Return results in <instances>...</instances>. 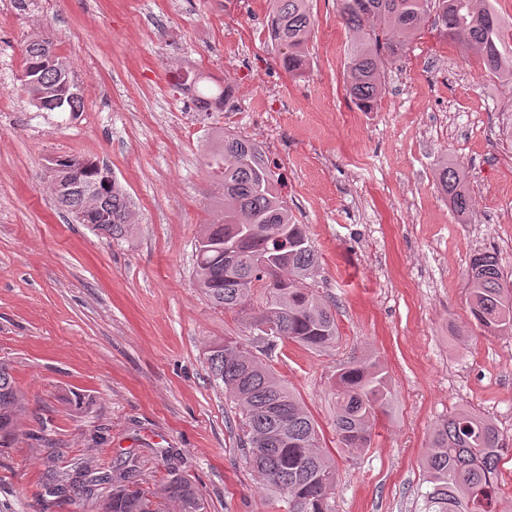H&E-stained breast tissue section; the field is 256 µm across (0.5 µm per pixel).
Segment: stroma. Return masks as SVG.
<instances>
[{
	"label": "stroma",
	"mask_w": 512,
	"mask_h": 512,
	"mask_svg": "<svg viewBox=\"0 0 512 512\" xmlns=\"http://www.w3.org/2000/svg\"><path fill=\"white\" fill-rule=\"evenodd\" d=\"M268 0H0V360L26 410L0 445V512H98L60 502L48 466L93 473L136 459L154 486L176 473L208 512H283L260 489L238 437L241 413L212 378L208 348L245 336L240 314L199 293L195 244L216 218L204 165L214 130L263 145L288 172L283 193L319 256L313 281L335 301L334 350L272 354L336 461V512H423L433 428L459 409L512 440V335L469 313L472 256L512 276V85L424 27L392 66L377 107L346 94L351 35L336 0H312L304 75L268 39ZM51 39L84 96L78 115L43 112L21 91L24 47ZM189 63L235 87L197 111L171 71ZM96 157L137 218L112 241L71 222L46 188L58 157ZM465 170L457 216L437 163ZM375 355L393 390L370 448H336L331 386Z\"/></svg>",
	"instance_id": "obj_1"
}]
</instances>
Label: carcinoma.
<instances>
[{
	"label": "carcinoma",
	"instance_id": "1",
	"mask_svg": "<svg viewBox=\"0 0 512 512\" xmlns=\"http://www.w3.org/2000/svg\"><path fill=\"white\" fill-rule=\"evenodd\" d=\"M268 33L281 51L288 73H303L314 21L310 0H270ZM340 15L352 33L344 70L345 90L363 111L370 112L385 91L388 66L398 60L424 22L445 37L461 42L479 58L492 78L512 79V18L492 0H338ZM196 107L201 112L224 106L221 82L199 87L203 77L190 67ZM21 90L45 112L83 111L80 90L65 58L53 41L35 37L24 49ZM218 191L211 195L219 219L204 225L195 247L194 279L215 308L247 315L257 332L261 352L269 355L285 343L323 352L336 346V310L312 288L318 256L303 225L295 222L277 165L263 147L217 130L206 157ZM438 181L456 214L465 215L472 197L464 170L443 161ZM48 189L69 215L92 198L104 224L90 229L112 240L129 237L136 224L131 203L109 169L92 158L68 157L50 168ZM470 313L486 334H512V285L503 279L495 256H473L467 274ZM213 380L242 412L239 437L248 463L284 512H335L332 503L336 466L324 448L303 400L279 378L271 364L237 338L208 350ZM332 395L333 430L341 449L361 451L371 444L377 413L393 398L385 369L375 360L352 359L336 374ZM24 409L12 369L0 361V434H9ZM503 438L496 424L469 409L451 414L433 431L424 460V512H500L498 465ZM137 461H122L115 472L91 475L83 469H59L51 475L59 495H89L93 487L111 484L102 512H207L195 484L171 477L155 487L136 481Z\"/></svg>",
	"mask_w": 512,
	"mask_h": 512
}]
</instances>
